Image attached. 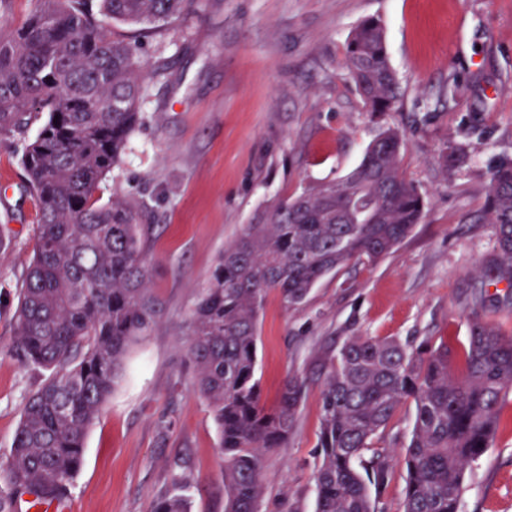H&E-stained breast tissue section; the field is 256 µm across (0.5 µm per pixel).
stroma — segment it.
Wrapping results in <instances>:
<instances>
[{
    "label": "stroma",
    "mask_w": 512,
    "mask_h": 512,
    "mask_svg": "<svg viewBox=\"0 0 512 512\" xmlns=\"http://www.w3.org/2000/svg\"><path fill=\"white\" fill-rule=\"evenodd\" d=\"M374 17L403 91L398 108L366 111L346 68L351 30ZM142 119L95 196L120 199L144 226L160 309L133 344L91 425L69 481V512H156L180 493L189 512H224V457L187 355L194 309L225 246L256 214L303 188L337 180L386 128L403 135L402 166L423 217L394 253L351 261L298 306L268 291L256 375L274 405L287 376L310 375L347 326L370 336L468 344L473 317L512 333V289H474L494 229L484 217L489 171L512 156V0H195L175 27L139 39ZM44 115L0 131V498L20 415L47 375L15 351L17 295L33 259L37 214L20 159ZM460 149L464 161L445 165ZM321 396L309 385L286 444L261 464L258 512H315ZM414 423L397 411L369 470L389 456L376 512H403L399 455ZM464 512H512V393L491 448L466 471Z\"/></svg>",
    "instance_id": "stroma-1"
}]
</instances>
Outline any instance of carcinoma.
<instances>
[{
  "instance_id": "cac0c4a2",
  "label": "carcinoma",
  "mask_w": 512,
  "mask_h": 512,
  "mask_svg": "<svg viewBox=\"0 0 512 512\" xmlns=\"http://www.w3.org/2000/svg\"><path fill=\"white\" fill-rule=\"evenodd\" d=\"M37 2L22 29L0 36V130L20 131L33 113H47L21 157L38 224L16 319L27 362L50 375L23 408L7 471L16 494L40 500L64 495L129 346L159 317L138 213L94 198L140 121L143 99L136 43L103 23L174 24L193 0H100L98 19L84 0ZM346 56L366 110L395 111L401 88L379 20L352 30ZM402 144L388 128L343 179L260 213L225 247L196 305L187 350L220 434L224 512H257L262 458L288 440L307 387V377L293 374L275 407L263 402L256 357L266 294L300 305L327 274L352 260L377 262L413 231L424 203L403 173ZM484 213L495 234L489 280L511 287L512 158L490 169ZM317 372L316 512H375L371 487L384 485L387 463L376 455L363 476L355 461L409 400L404 512H463L466 469L492 446L512 391V334L474 321L458 362L444 344L352 329L336 337Z\"/></svg>"
}]
</instances>
